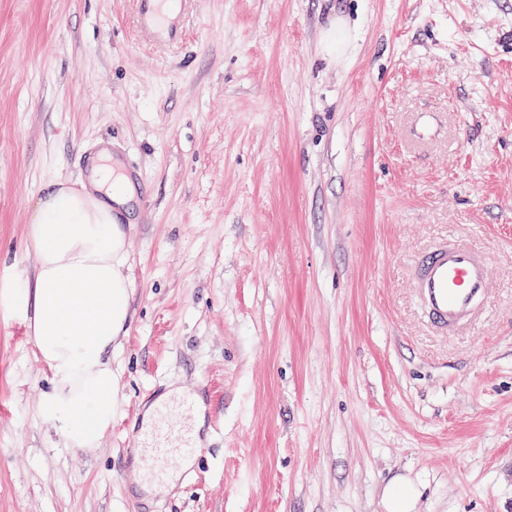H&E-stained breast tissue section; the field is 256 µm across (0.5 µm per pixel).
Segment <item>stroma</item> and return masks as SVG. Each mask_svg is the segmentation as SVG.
Here are the masks:
<instances>
[{"mask_svg": "<svg viewBox=\"0 0 512 512\" xmlns=\"http://www.w3.org/2000/svg\"><path fill=\"white\" fill-rule=\"evenodd\" d=\"M0 0V286L44 186L102 142L139 168L120 407L93 449L39 415L51 374L0 312V512H139L129 431L200 384L157 512H512V0ZM491 259L441 336L411 267ZM386 512H414L416 495L409 481H401L388 489L385 495Z\"/></svg>", "mask_w": 512, "mask_h": 512, "instance_id": "35a3bbf8", "label": "stroma"}]
</instances>
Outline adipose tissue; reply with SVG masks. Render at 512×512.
<instances>
[{"label": "adipose tissue", "instance_id": "ef3b65f1", "mask_svg": "<svg viewBox=\"0 0 512 512\" xmlns=\"http://www.w3.org/2000/svg\"><path fill=\"white\" fill-rule=\"evenodd\" d=\"M133 196L106 152L86 182H50L26 224L33 273L0 290V305L30 321L52 374L41 416L70 448L98 447L119 409L111 356L130 323Z\"/></svg>", "mask_w": 512, "mask_h": 512}]
</instances>
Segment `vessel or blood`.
I'll return each instance as SVG.
<instances>
[{
    "instance_id": "vessel-or-blood-1",
    "label": "vessel or blood",
    "mask_w": 512,
    "mask_h": 512,
    "mask_svg": "<svg viewBox=\"0 0 512 512\" xmlns=\"http://www.w3.org/2000/svg\"><path fill=\"white\" fill-rule=\"evenodd\" d=\"M418 300L428 317L442 330L453 332L468 323L484 306L490 290L486 257L468 244H444L423 257L415 271ZM171 401L157 405L151 421L133 432L150 482L166 481L169 454L185 458L197 451L192 435L180 432L170 419Z\"/></svg>"
}]
</instances>
